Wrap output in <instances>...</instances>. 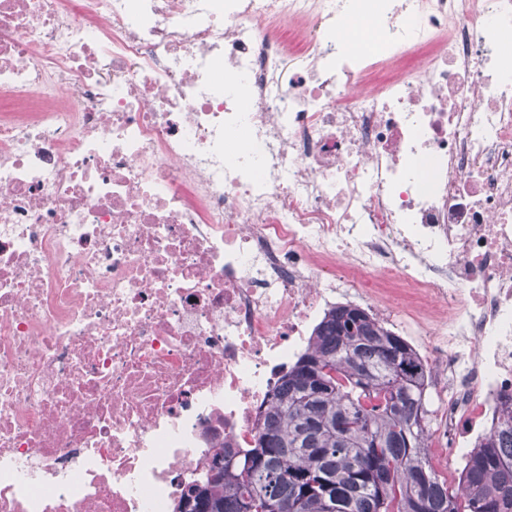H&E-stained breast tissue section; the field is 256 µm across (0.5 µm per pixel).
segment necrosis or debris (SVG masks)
Instances as JSON below:
<instances>
[{"mask_svg": "<svg viewBox=\"0 0 512 512\" xmlns=\"http://www.w3.org/2000/svg\"><path fill=\"white\" fill-rule=\"evenodd\" d=\"M512 0H0V512H176L340 304L468 461L512 414Z\"/></svg>", "mask_w": 512, "mask_h": 512, "instance_id": "necrosis-or-debris-1", "label": "necrosis or debris"}]
</instances>
